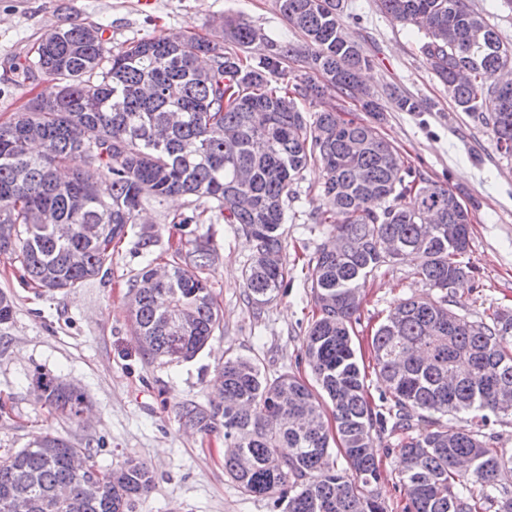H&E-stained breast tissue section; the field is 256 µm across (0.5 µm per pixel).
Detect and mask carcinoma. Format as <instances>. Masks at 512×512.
<instances>
[{
	"mask_svg": "<svg viewBox=\"0 0 512 512\" xmlns=\"http://www.w3.org/2000/svg\"><path fill=\"white\" fill-rule=\"evenodd\" d=\"M378 4L424 33L421 52L451 86L448 96L512 157V87L494 82L512 49L470 0ZM276 5L303 44L273 42L257 61L193 35L112 48L93 23L43 33L25 70L48 85L0 124V256L18 259L39 287L66 291L112 262V243L137 223L143 200L189 195L206 204L207 220L222 218L249 241L242 279L249 301L262 306L288 281L282 227L293 185L318 163L328 209L313 217L325 224L335 210L343 222L329 232L336 249L308 262L314 310L302 358L317 387L294 374L270 378L260 360L230 356L222 403L188 407L182 420L206 434L221 427L224 471L243 494L286 502L285 512H386L373 454L385 432L400 434L407 512H512V449L490 446L484 432L489 415H508L499 399L512 394V312L471 320L446 295L397 303L369 344L390 395L386 409L367 394L353 340L368 277L397 261L383 254L384 240L398 243L400 258L419 260L415 275L428 288L473 276L459 260L470 247L469 211L451 189L405 165L380 133L377 103L359 80L372 59L345 24L344 0ZM225 28L241 47L258 37L244 23ZM304 53L323 82L273 84L282 64ZM333 92L361 103L372 120L330 110L309 118L295 101ZM176 257L166 281L148 265L131 285L135 338L164 364L195 357L221 323L201 276L211 250L197 244ZM172 314L184 320L177 331ZM35 384L56 415H82L86 399L75 385L44 373ZM459 414L468 415L464 425L443 422ZM334 451L345 461L339 471L329 462ZM92 456L51 432L0 455V512L15 497L29 499L31 512H134L151 488L150 468L136 460L102 468ZM76 458L97 475L96 493L73 471Z\"/></svg>",
	"mask_w": 512,
	"mask_h": 512,
	"instance_id": "1",
	"label": "carcinoma"
}]
</instances>
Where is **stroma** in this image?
Wrapping results in <instances>:
<instances>
[{
    "mask_svg": "<svg viewBox=\"0 0 512 512\" xmlns=\"http://www.w3.org/2000/svg\"><path fill=\"white\" fill-rule=\"evenodd\" d=\"M346 22L373 65L362 75L381 107L380 131L406 165L450 188L471 212L470 248L462 262L472 279L447 295L452 309L512 310V158L500 154L490 131L459 111L421 53L424 36L377 6V0H345ZM232 19L258 31L256 41L235 47L221 27ZM94 23L109 46L154 36L197 34L225 50L256 59L269 41L300 43L299 34L275 0H0V123L46 86L44 76L15 85L13 66L25 60L37 39L64 22ZM413 97L424 109L401 111L392 91ZM321 166L311 165L295 185L285 224L288 257H299L288 285L262 308L245 296L242 271L251 250L224 223L177 224L191 214L194 197L158 203L145 200L139 223L129 225L103 275L68 291L48 292L24 279L17 260L0 257V290L12 295L13 319L0 326V454L25 447L43 432L93 448L99 465L116 467L136 459L149 465L153 483L135 512H284L267 498L243 495L224 471V436L186 427L184 407L208 406L225 357L259 358L268 376L311 372L301 361L302 341L312 319L305 262L328 237L310 214L325 208ZM204 243L213 260L203 272L221 309V327L192 360L177 365L153 362L133 335L131 283L146 264L172 263L177 247ZM416 265L402 261L368 279L357 327L367 343L388 311L410 296L438 298L435 288L415 277ZM77 384L87 408L76 421L50 413L34 395L36 372ZM395 437L375 443L388 512H403L408 501L399 477Z\"/></svg>",
    "mask_w": 512,
    "mask_h": 512,
    "instance_id": "obj_1",
    "label": "stroma"
}]
</instances>
